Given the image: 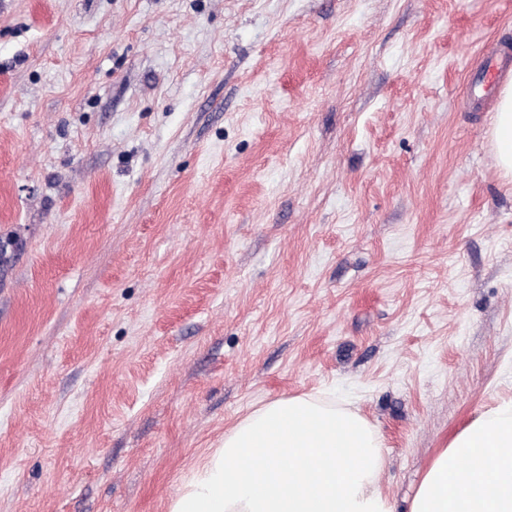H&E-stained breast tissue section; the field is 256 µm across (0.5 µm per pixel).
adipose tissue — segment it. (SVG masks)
Returning <instances> with one entry per match:
<instances>
[{"instance_id": "obj_1", "label": "adipose tissue", "mask_w": 512, "mask_h": 512, "mask_svg": "<svg viewBox=\"0 0 512 512\" xmlns=\"http://www.w3.org/2000/svg\"><path fill=\"white\" fill-rule=\"evenodd\" d=\"M490 134L512 179V81L498 91ZM381 467L377 432L364 418L294 396L227 433L171 512H393L377 487ZM408 512H512V404L441 449Z\"/></svg>"}]
</instances>
